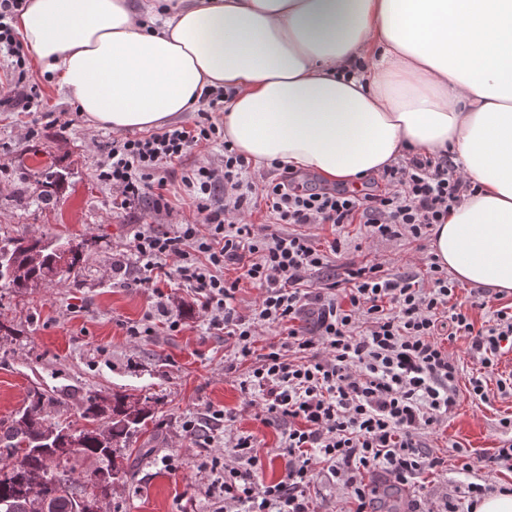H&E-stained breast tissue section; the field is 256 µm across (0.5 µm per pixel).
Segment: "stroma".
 I'll return each instance as SVG.
<instances>
[{"label": "stroma", "mask_w": 512, "mask_h": 512, "mask_svg": "<svg viewBox=\"0 0 512 512\" xmlns=\"http://www.w3.org/2000/svg\"><path fill=\"white\" fill-rule=\"evenodd\" d=\"M33 76L41 89L40 106L23 112L0 106V234L42 240L51 247L74 240L84 245V270L80 277L60 275L37 287L17 290L0 285V421L23 403L30 387L46 391V410L52 422L75 423L87 396L106 397L115 392L150 413L145 427L129 439L130 474L118 479L101 502L102 512H212L207 494L211 482L201 471L202 458L222 455L238 436L257 443L263 482L279 480L288 463L284 448L288 424L266 423L259 391L243 392L250 361L237 354L234 337L210 329L195 293L177 277L161 288L168 317L155 313L152 289L135 286L129 272L117 270L116 261L133 263L129 243L139 225L168 230L171 224L194 221L195 208L180 181L183 169L217 162L219 149L192 150L170 169L168 196L173 210L156 215L147 208H115L112 190L101 183L96 165L115 129L90 126L77 117L69 128L46 123L50 112H71L75 99L61 90L56 79H44L41 68ZM37 128L36 136L26 134ZM63 173L64 183L47 207L32 205L30 198L42 190L40 173ZM306 234L319 248L333 238L348 246L345 261L382 262L393 275L415 278L429 287L426 256L429 241L379 240L369 227L347 224L307 226ZM455 296L467 304L475 325L491 324L496 310L512 307V293L459 283ZM180 322L170 331L167 318ZM151 324L149 335H130V327ZM456 367L452 384L455 404L447 417L422 442L440 460L417 486L399 489L396 512H441L446 501L469 505L468 483H486L492 489H512V470L492 458L512 430L502 427L512 418V394H500L496 381L512 373V344L502 343L496 373L481 374L478 354L465 337L442 339ZM482 377L486 401L470 394V381ZM225 413L223 422L211 421L213 411ZM201 429L184 430L188 418ZM180 459L171 471L166 458ZM473 464L466 472L464 464Z\"/></svg>", "instance_id": "stroma-1"}]
</instances>
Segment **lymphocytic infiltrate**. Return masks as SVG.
Instances as JSON below:
<instances>
[{"label": "lymphocytic infiltrate", "instance_id": "f902f5d3", "mask_svg": "<svg viewBox=\"0 0 512 512\" xmlns=\"http://www.w3.org/2000/svg\"><path fill=\"white\" fill-rule=\"evenodd\" d=\"M27 0H0V68L10 87L11 103L29 110L40 100L32 79L28 48L13 27ZM223 88H206L198 99L192 125L173 123L157 131L112 139L98 163V179L116 190L119 209L148 206L170 213L168 169L198 147L221 146L218 163L186 169L181 182L199 215L198 221L158 231L142 225L131 252L135 283L154 288L168 275L193 288L213 328L235 337L241 357L256 363L243 389L266 395L269 418L286 421L288 464L275 482L258 479L257 445L252 437L234 443L236 464L214 456L202 467L212 476L210 497L246 512H310L309 490L319 463L356 504L367 512L370 488L364 472L383 468L401 485H413L439 466L421 444L453 407L456 369L437 340L440 331L470 339L482 369H493L503 341L512 340V312H496L495 327L476 328L452 305L456 284L437 259L427 269L431 285L385 275L374 263L347 272L342 299L313 305L304 284L330 269L344 252L341 239L316 248L293 224H364L381 240L421 241L444 223L450 210L471 191V184L450 155L414 152L384 167L385 188L305 190L287 167L273 161L267 178L253 181L251 166L224 138ZM264 202L286 230L256 239L244 210ZM250 263H243L244 254ZM176 258L174 270L164 262ZM244 264V276L261 296L250 315L233 305L237 281L224 270ZM279 332L278 345L265 354L254 350L257 327Z\"/></svg>", "mask_w": 512, "mask_h": 512}]
</instances>
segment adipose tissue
I'll use <instances>...</instances> for the list:
<instances>
[{"mask_svg":"<svg viewBox=\"0 0 512 512\" xmlns=\"http://www.w3.org/2000/svg\"><path fill=\"white\" fill-rule=\"evenodd\" d=\"M17 29L93 125L157 128L234 89L224 136L254 162L352 184L407 150L477 186L433 228L462 282L512 291V0H28Z\"/></svg>","mask_w":512,"mask_h":512,"instance_id":"ef3b65f1","label":"adipose tissue"}]
</instances>
